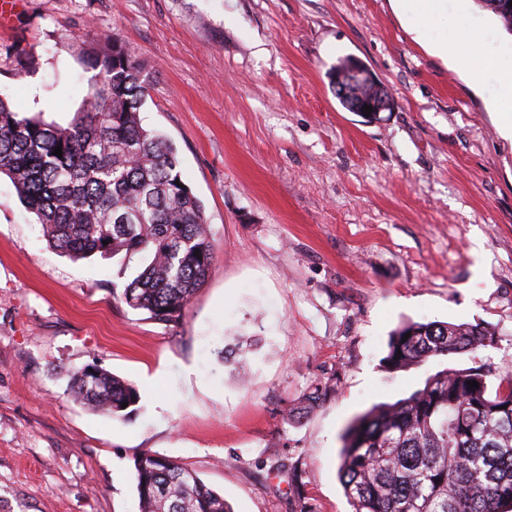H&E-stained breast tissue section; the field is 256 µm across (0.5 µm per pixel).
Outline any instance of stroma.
<instances>
[{
    "label": "stroma",
    "mask_w": 512,
    "mask_h": 512,
    "mask_svg": "<svg viewBox=\"0 0 512 512\" xmlns=\"http://www.w3.org/2000/svg\"><path fill=\"white\" fill-rule=\"evenodd\" d=\"M448 23L512 36L475 0ZM113 34L142 63L145 126L177 148L216 248L178 325L120 292L138 263L51 248L0 178V512H139L133 459L195 471L234 512H350L341 435L444 367L512 371V143L480 87L429 52L395 0H21L0 22V95L67 125ZM396 100L337 99L339 58ZM407 321L482 324L495 347L383 367ZM95 365L137 389L128 418L76 404ZM323 388L322 401L308 399Z\"/></svg>",
    "instance_id": "1"
}]
</instances>
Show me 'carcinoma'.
<instances>
[{
    "label": "carcinoma",
    "mask_w": 512,
    "mask_h": 512,
    "mask_svg": "<svg viewBox=\"0 0 512 512\" xmlns=\"http://www.w3.org/2000/svg\"><path fill=\"white\" fill-rule=\"evenodd\" d=\"M500 3L480 0L512 34V10ZM84 66L88 94L65 127L16 112L0 96V176L57 252L143 256L120 300L174 326L215 259L202 202L182 178L173 143L142 125L146 86L136 54L109 34L87 45ZM495 344L488 326L408 322L389 335L383 363L396 373ZM491 375L483 365L445 368L357 416L341 436L338 466L352 512L512 509V373L494 390ZM69 394L108 417L124 418L122 404L138 402L132 385L95 365L71 373ZM132 472L139 512H233L193 470L156 452L136 456Z\"/></svg>",
    "instance_id": "carcinoma-1"
}]
</instances>
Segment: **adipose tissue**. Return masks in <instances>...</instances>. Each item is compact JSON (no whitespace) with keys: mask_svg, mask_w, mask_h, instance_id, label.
Wrapping results in <instances>:
<instances>
[{"mask_svg":"<svg viewBox=\"0 0 512 512\" xmlns=\"http://www.w3.org/2000/svg\"><path fill=\"white\" fill-rule=\"evenodd\" d=\"M443 0H397L400 8L410 13L414 20V31L419 38L425 39L432 51L441 57L450 58L453 66L468 73L473 82H480L486 62L493 59V46L486 28L474 24L458 25L463 47L454 51L447 44L431 39V30L438 25L445 15ZM480 45L481 55L474 56L469 52L471 45Z\"/></svg>","mask_w":512,"mask_h":512,"instance_id":"1","label":"adipose tissue"}]
</instances>
